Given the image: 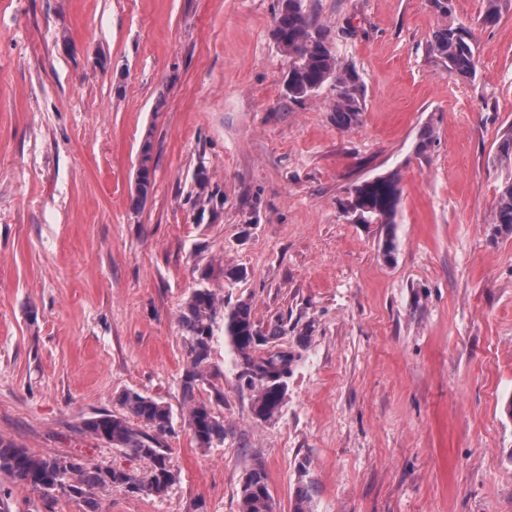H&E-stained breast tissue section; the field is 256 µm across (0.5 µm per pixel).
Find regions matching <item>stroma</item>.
Wrapping results in <instances>:
<instances>
[{
  "mask_svg": "<svg viewBox=\"0 0 512 512\" xmlns=\"http://www.w3.org/2000/svg\"><path fill=\"white\" fill-rule=\"evenodd\" d=\"M278 0H0V438L140 472L83 429L134 390L164 401L178 479L101 512H239L262 464L275 512H512V234H494L512 127V0H453L478 74L428 50V0H305L364 85L289 99ZM434 142L415 152L423 127ZM153 188L132 204L144 142ZM206 169L209 203L197 200ZM396 171L397 250L345 220L352 183ZM207 288L288 320L275 419L257 417L223 328L195 390L224 422L199 448L179 315ZM11 512H82L0 473Z\"/></svg>",
  "mask_w": 512,
  "mask_h": 512,
  "instance_id": "1",
  "label": "stroma"
}]
</instances>
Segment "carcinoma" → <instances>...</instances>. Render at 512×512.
Segmentation results:
<instances>
[{
	"instance_id": "obj_1",
	"label": "carcinoma",
	"mask_w": 512,
	"mask_h": 512,
	"mask_svg": "<svg viewBox=\"0 0 512 512\" xmlns=\"http://www.w3.org/2000/svg\"><path fill=\"white\" fill-rule=\"evenodd\" d=\"M273 37L290 64L288 97L298 101L330 87V111L336 128L357 125L363 112V85L353 66L335 51L317 26L305 0H279ZM428 50L445 64L448 72L472 81L477 73L476 49L462 23L446 22L437 27ZM151 142L145 141L137 175L135 205L147 199L152 188ZM401 188L393 171L352 184L341 200L343 211H352L359 224H383L389 231L384 252L396 250L391 228L396 224ZM491 224L500 234H512V175L498 188ZM224 301L207 288L195 290L185 305L180 326L189 341L190 366L183 378L184 400L189 407L188 424L201 448L224 442V421L203 402L195 401L197 382L203 379L210 359L217 319L224 320V333L238 356L240 382L252 392L256 416L269 420L280 410L287 394L293 355L279 350L259 352L269 339L286 334L284 318L278 317L268 332L255 323L251 305L240 302L223 312ZM122 412H103L84 423L85 432L104 443L147 461L143 473L119 467H100L76 455H37L0 439V472L51 501L61 495L83 506V512H99V492L121 488L129 494L162 496L176 482L166 438L174 431L171 408L136 391L119 397ZM240 512H274L265 470L251 468L240 485Z\"/></svg>"
}]
</instances>
